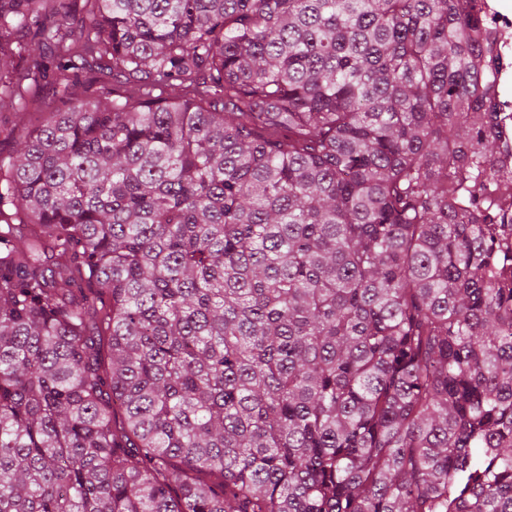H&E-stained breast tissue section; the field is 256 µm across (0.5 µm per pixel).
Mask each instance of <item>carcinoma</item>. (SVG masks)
Here are the masks:
<instances>
[{
	"instance_id": "carcinoma-1",
	"label": "carcinoma",
	"mask_w": 512,
	"mask_h": 512,
	"mask_svg": "<svg viewBox=\"0 0 512 512\" xmlns=\"http://www.w3.org/2000/svg\"><path fill=\"white\" fill-rule=\"evenodd\" d=\"M481 32L477 0H0V512H512Z\"/></svg>"
}]
</instances>
